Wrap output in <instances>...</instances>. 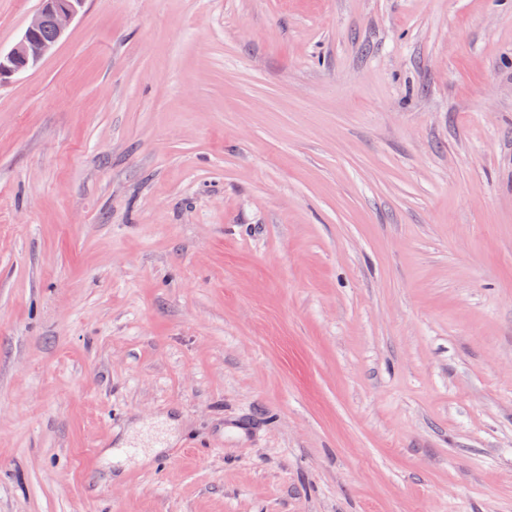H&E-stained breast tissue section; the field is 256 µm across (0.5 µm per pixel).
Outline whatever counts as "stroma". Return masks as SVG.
<instances>
[{"instance_id":"obj_1","label":"stroma","mask_w":512,"mask_h":512,"mask_svg":"<svg viewBox=\"0 0 512 512\" xmlns=\"http://www.w3.org/2000/svg\"><path fill=\"white\" fill-rule=\"evenodd\" d=\"M0 512H512V0H86L0 86Z\"/></svg>"}]
</instances>
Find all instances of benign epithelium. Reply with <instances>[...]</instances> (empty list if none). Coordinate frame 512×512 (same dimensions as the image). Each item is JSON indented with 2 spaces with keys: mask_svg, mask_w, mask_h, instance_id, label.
Segmentation results:
<instances>
[{
  "mask_svg": "<svg viewBox=\"0 0 512 512\" xmlns=\"http://www.w3.org/2000/svg\"><path fill=\"white\" fill-rule=\"evenodd\" d=\"M84 0H40V6L31 17L22 37L6 53L0 51V83L35 67L64 37L69 23L79 14ZM50 28L55 33L52 41L37 37Z\"/></svg>",
  "mask_w": 512,
  "mask_h": 512,
  "instance_id": "1",
  "label": "benign epithelium"
}]
</instances>
